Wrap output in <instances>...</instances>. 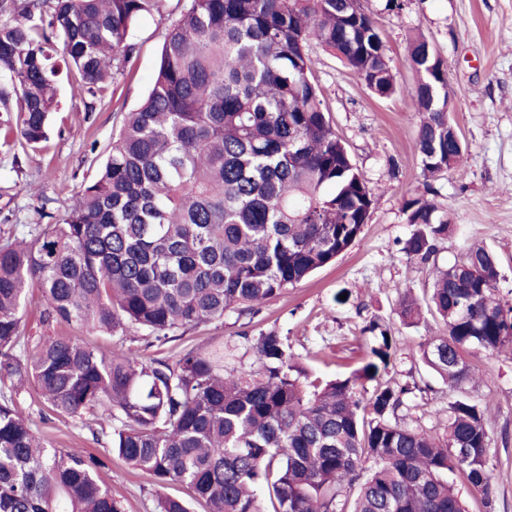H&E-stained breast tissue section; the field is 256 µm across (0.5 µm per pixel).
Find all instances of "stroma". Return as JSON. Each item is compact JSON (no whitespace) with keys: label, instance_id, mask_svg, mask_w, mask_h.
Listing matches in <instances>:
<instances>
[{"label":"stroma","instance_id":"35a3bbf8","mask_svg":"<svg viewBox=\"0 0 512 512\" xmlns=\"http://www.w3.org/2000/svg\"><path fill=\"white\" fill-rule=\"evenodd\" d=\"M387 0H362L376 21L388 62L398 82L414 85L408 39L423 33L448 73L450 109L468 159L461 170L424 178L414 148L419 114L404 94L374 95L318 43L308 49L313 77L333 127L374 194L368 221L356 242L336 261L262 306L256 313H227L189 330L182 339L132 346L145 357H162L185 347L224 351L228 368L258 366L252 342L260 332L287 336L291 352L315 376H346L359 369L372 345L362 328L376 320L397 340V359L383 381L409 385L412 407L402 424L439 436L449 402L458 392L420 359V345L441 335L442 325L422 314L411 326L396 313L399 293L424 298L434 269L453 263L474 245L500 259L501 293L512 292V0H404L400 11ZM186 0H167L163 15L139 20L136 50L124 74L108 83L95 111H84L62 87L47 138L37 148L17 146L14 129L0 125V238H26L41 225L55 223L73 204L80 185L105 161L122 113L131 111L153 87L165 33ZM424 196L451 218L448 237L428 263L403 250L411 227L405 199ZM468 359L476 370L467 398L489 410V469L496 512H512V357L480 349ZM16 404L44 446L94 454L106 460L100 476L126 512H156L157 487L114 457L108 441H94L81 422L43 419L39 398L26 389Z\"/></svg>","mask_w":512,"mask_h":512}]
</instances>
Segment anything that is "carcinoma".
<instances>
[{
	"label": "carcinoma",
	"mask_w": 512,
	"mask_h": 512,
	"mask_svg": "<svg viewBox=\"0 0 512 512\" xmlns=\"http://www.w3.org/2000/svg\"><path fill=\"white\" fill-rule=\"evenodd\" d=\"M165 0H0V114L22 144L47 139L62 73L84 111L135 50L134 27ZM315 41L381 98L421 114L416 150L431 178L461 169L466 147L448 76L428 39H409L414 86L398 84L374 19L354 0H188L168 27L146 99L122 115L105 164L56 224L0 240V512H125L98 457L47 448L18 410L34 386L48 415L95 418V440L161 488L186 487L207 512H465L445 474L491 497L486 409L448 404L445 438L399 421L409 389L380 381L397 353L389 327L344 379L308 381L288 337L260 332L258 370H227L224 351L142 358L65 333L22 346L28 307L161 344L228 312L259 309L333 263L361 235L373 193L336 135L310 67ZM405 253L427 263L448 212L403 206ZM497 256L471 247L436 275L427 300L446 334L425 364L464 392L466 355L512 356V304ZM403 323L420 307L402 296ZM375 385L364 395V382ZM376 467L362 475V461ZM357 488L354 500L347 491ZM188 498V499H190ZM160 493L156 512H190Z\"/></svg>",
	"instance_id": "1"
}]
</instances>
